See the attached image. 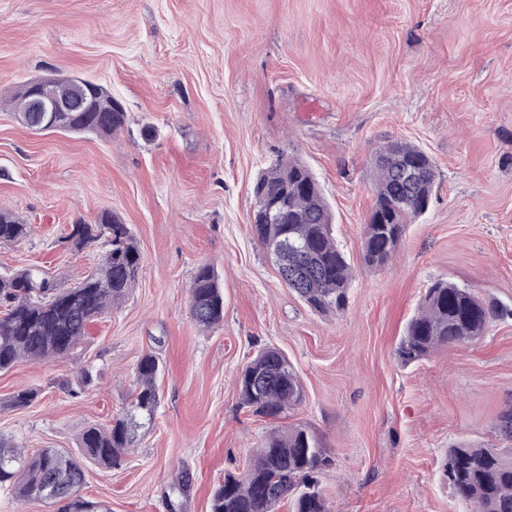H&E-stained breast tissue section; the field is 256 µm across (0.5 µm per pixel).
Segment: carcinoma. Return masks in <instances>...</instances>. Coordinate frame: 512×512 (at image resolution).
I'll use <instances>...</instances> for the list:
<instances>
[{
    "mask_svg": "<svg viewBox=\"0 0 512 512\" xmlns=\"http://www.w3.org/2000/svg\"><path fill=\"white\" fill-rule=\"evenodd\" d=\"M50 96L74 99L88 95L95 112H68L62 130L90 132L106 138L125 128L127 112H115L116 100L95 82L84 87L50 81ZM20 123L41 130V112L18 113ZM417 162L420 179L408 184L400 163ZM376 172L375 203L364 225L363 259L380 268L397 254L408 225L430 203L435 167L418 146L388 141L371 155ZM260 202L283 201L286 223L255 224L266 249L288 239V275L282 280L314 313L340 315L348 304L353 268L336 241L327 199L310 169L295 159L279 158L253 185ZM405 199L408 204H400ZM32 227L8 211H0V245L24 242ZM73 252L96 244L98 262L68 287L40 266L0 273V371L22 359L46 361L69 356L83 343L91 323L122 303L138 281L142 256L130 225L104 211L94 223L80 222L61 240ZM190 314L203 330L224 320V294L213 266H199L189 288ZM507 314L497 303L448 281L428 288L417 312L407 322L396 354L405 365L417 364L437 351L470 344L491 321ZM162 365L153 354L139 361L134 389L124 414L108 426L89 425L79 437L78 452L45 448L31 455L21 445L0 437V487L20 500L37 499L58 512H109L99 502L78 495L90 464L117 466L136 447L138 432L154 421L160 404ZM241 406L255 415L283 420L302 404L301 379L288 357L275 347L260 348L238 378ZM499 440L512 444V406L495 423ZM329 457L322 438L304 423L273 426L240 472H227L210 499V512H329L321 489L323 459ZM441 480L473 512H512V447L484 448L465 444L448 449Z\"/></svg>",
    "mask_w": 512,
    "mask_h": 512,
    "instance_id": "1",
    "label": "carcinoma"
}]
</instances>
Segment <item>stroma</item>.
Instances as JSON below:
<instances>
[{"label": "stroma", "mask_w": 512, "mask_h": 512, "mask_svg": "<svg viewBox=\"0 0 512 512\" xmlns=\"http://www.w3.org/2000/svg\"><path fill=\"white\" fill-rule=\"evenodd\" d=\"M78 76L128 113L112 138L33 132L0 107V210L32 236L0 271L44 267L62 285L95 263L59 239L104 211L131 225L142 271L72 356L0 372V436L75 450L125 407L140 359L164 367L161 403L121 466H89L81 496L111 512H209L271 428L236 378L283 351L304 401L291 416L334 460L330 512H465L440 480L449 448L500 447L512 405V0H0V96ZM151 136H143V127ZM398 139L438 178L388 266L362 260L375 202L370 155ZM312 171L355 273L345 312H311L252 230L257 177L277 158ZM217 269L224 321L189 311L199 265ZM450 280L510 308L477 341L413 366L395 350L426 290ZM98 380L82 386L81 372ZM30 388L29 405L10 407ZM191 477L180 487L182 474Z\"/></svg>", "instance_id": "stroma-1"}]
</instances>
